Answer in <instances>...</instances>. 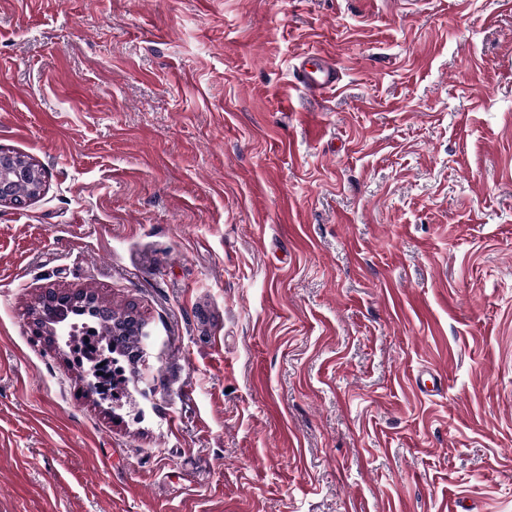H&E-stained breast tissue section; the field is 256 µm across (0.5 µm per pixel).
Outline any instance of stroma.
I'll use <instances>...</instances> for the list:
<instances>
[{
    "mask_svg": "<svg viewBox=\"0 0 512 512\" xmlns=\"http://www.w3.org/2000/svg\"><path fill=\"white\" fill-rule=\"evenodd\" d=\"M0 149V512H512V0H0ZM321 62L317 67L311 68L310 62L303 60L298 66L297 80L299 83L313 90L334 87L338 79L336 64L331 60H322ZM32 164L30 165L28 161L16 154L0 149V205L21 206L29 198L36 197L43 191L44 173L42 169ZM21 184L28 187L30 196L22 198L17 194V187ZM26 186H19L18 191L25 193ZM93 301H90L91 305V317L96 322H92L93 326L83 327L82 336H100L99 340L101 345L104 343L110 354L115 355L111 357L112 365L114 362H119L120 358L126 357L127 359H133L134 353L140 343V336L134 329H125L123 334L114 336L113 325L117 326L118 323H127L131 319H127L130 314H117L113 312V319H104L99 317L98 312H102L105 306L101 305L93 294ZM116 320H118L116 322Z\"/></svg>",
    "mask_w": 512,
    "mask_h": 512,
    "instance_id": "obj_1",
    "label": "stroma"
}]
</instances>
